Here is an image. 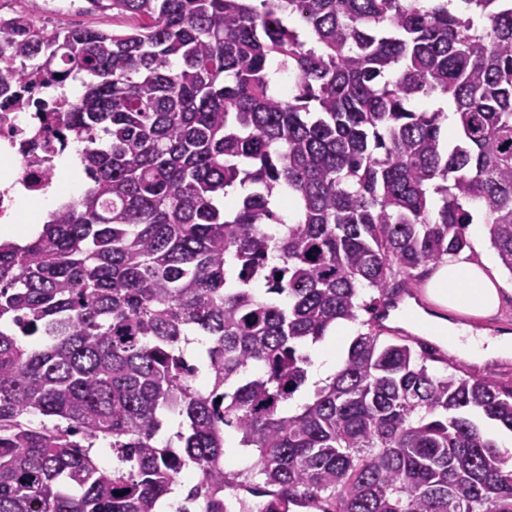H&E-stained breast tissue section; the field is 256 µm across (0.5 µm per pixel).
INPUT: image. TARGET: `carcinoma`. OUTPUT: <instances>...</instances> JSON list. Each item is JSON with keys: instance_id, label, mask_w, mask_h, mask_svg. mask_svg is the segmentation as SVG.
Listing matches in <instances>:
<instances>
[{"instance_id": "carcinoma-1", "label": "carcinoma", "mask_w": 512, "mask_h": 512, "mask_svg": "<svg viewBox=\"0 0 512 512\" xmlns=\"http://www.w3.org/2000/svg\"><path fill=\"white\" fill-rule=\"evenodd\" d=\"M18 2L0 113L80 81L56 131L89 184L0 243V512H160L186 469L178 512L244 510L224 499L243 485L318 512H512L478 424L512 433V381L378 315L470 224L512 274V0H110L121 33L36 28ZM420 97L448 101L452 139ZM357 320L288 409L306 345ZM227 427L253 468L224 472ZM342 326L347 327L349 332L347 336H340V334L336 336V349L328 345L313 350L311 359V361H313L310 367L314 362V369L312 373L309 374L311 387L315 382L324 381L336 373V361L339 366L350 339L359 331L364 332L366 329L362 328L359 322L346 323L342 324Z\"/></svg>"}]
</instances>
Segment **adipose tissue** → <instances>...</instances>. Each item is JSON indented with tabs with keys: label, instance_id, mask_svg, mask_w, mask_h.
<instances>
[{
	"label": "adipose tissue",
	"instance_id": "ef3b65f1",
	"mask_svg": "<svg viewBox=\"0 0 512 512\" xmlns=\"http://www.w3.org/2000/svg\"><path fill=\"white\" fill-rule=\"evenodd\" d=\"M426 293L436 304L461 314L462 319L454 322L412 313L408 320L413 326L429 331L465 359H512V333L490 336L465 322L469 316L493 315L501 305L502 283L489 262L444 258L430 276Z\"/></svg>",
	"mask_w": 512,
	"mask_h": 512
}]
</instances>
